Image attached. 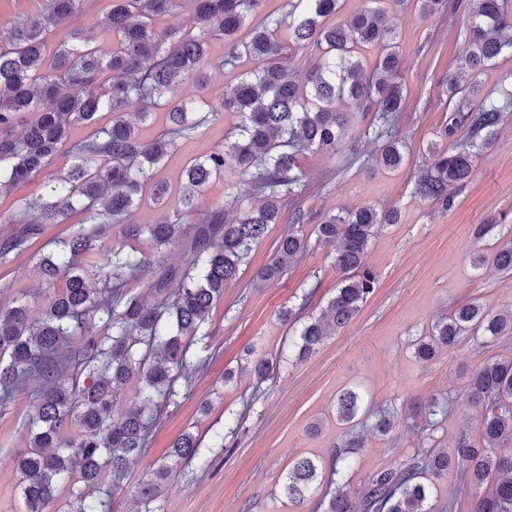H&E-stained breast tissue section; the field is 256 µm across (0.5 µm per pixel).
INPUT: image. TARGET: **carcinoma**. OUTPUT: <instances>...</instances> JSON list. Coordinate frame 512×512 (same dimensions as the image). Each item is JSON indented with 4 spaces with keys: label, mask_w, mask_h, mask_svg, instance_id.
<instances>
[{
    "label": "carcinoma",
    "mask_w": 512,
    "mask_h": 512,
    "mask_svg": "<svg viewBox=\"0 0 512 512\" xmlns=\"http://www.w3.org/2000/svg\"><path fill=\"white\" fill-rule=\"evenodd\" d=\"M341 2L287 0L285 16L273 19L263 14L265 0H191L185 24L159 29L156 20L178 12L183 0H107L106 11L89 28L72 23L84 0H51L46 12L0 29V192L42 177V194L19 204L21 227L0 241V256L25 249L40 225L67 223L77 206L84 212L83 226L42 261L44 278L52 286L63 280L62 290L47 296L36 315L25 303L0 306V410L29 377L41 383L29 446L18 456L22 512H52L62 489L69 493L63 512H111V497L123 491L131 465L146 455L159 410L175 396L174 383L191 381L210 359L209 313L237 279L251 246L285 210L290 223H307L299 203L306 189L301 157L342 150L351 113L339 111L336 102L346 100L354 111L373 112L384 123L403 111L407 60L386 10L371 0L374 6L338 23ZM456 8L469 16L467 72L476 75L512 50L507 0H464ZM97 27L112 38L106 52L95 45ZM214 40L224 41L221 67L235 68L243 58L253 64L216 108L200 97L176 95L188 80L203 89ZM367 47L378 49L370 69L361 54ZM303 49L319 54L308 69L294 64L295 51ZM443 95L450 112L444 135L463 128V143L427 147L417 192L447 208L448 187L467 182L475 158L492 145L502 112L512 108V96L501 104L481 100L477 85L455 75L446 79ZM131 104L140 105V121L154 109L164 110L168 130L142 140L125 118ZM101 112L112 114L111 125L72 148L74 163L65 174L47 173L70 125L91 123ZM221 112L234 115L236 123L224 146L188 162L171 212L154 224L127 223L145 202L167 206L169 189L154 179L157 165ZM29 113L35 118L27 122ZM403 163V145L387 137L376 164L397 170ZM230 167L248 181L225 187L224 202L202 206L203 189ZM256 194L260 200L254 205ZM229 207L237 213L230 222L224 220ZM196 211V223H183ZM398 220L394 209L362 206L316 225L318 238L338 242L333 266L340 282L325 316L302 326L298 357L315 353L358 315L376 283L363 262L365 252L384 225ZM113 224L123 225L122 241L95 263L99 287L91 288L87 264ZM144 237L154 254L135 246ZM178 240L192 256L183 271L164 266L167 248ZM307 248V238L288 231L257 278L281 276L287 261ZM493 264L512 274V243L495 252ZM138 278L148 279L151 299L128 291L129 281ZM174 282L178 288L171 295ZM92 322L98 330L87 335ZM469 336L484 344L511 337L512 314L493 313L477 301L462 305L419 339L415 357L429 362ZM134 378L136 406L118 416L114 401ZM467 392L479 410L480 440L463 434L449 454L419 450L376 471L354 499L340 487L345 461L364 447L363 436L351 427L329 461L295 460L284 495L301 505L313 485L326 479L337 488L325 492L323 512H430V477L454 466L472 490L473 512H512V453L495 452L512 444V358L486 360L469 376ZM362 403L359 391L342 390L336 419L350 425ZM448 404L446 399L428 406L414 425L421 439H434L436 416L446 414ZM67 426L75 434L64 435ZM193 460L209 465L207 449L188 430L173 441L169 461L153 464L137 484L142 512H158L155 503L178 464ZM108 481L105 497L97 496Z\"/></svg>",
    "instance_id": "1"
}]
</instances>
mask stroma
<instances>
[{
    "instance_id": "obj_1",
    "label": "stroma",
    "mask_w": 512,
    "mask_h": 512,
    "mask_svg": "<svg viewBox=\"0 0 512 512\" xmlns=\"http://www.w3.org/2000/svg\"><path fill=\"white\" fill-rule=\"evenodd\" d=\"M456 0L443 11L421 17L413 5L387 0L389 17L407 59V106L391 132L405 145V164L390 172L375 164L382 144L371 118L350 124L335 157L309 152L302 159L307 191L301 199L311 221L302 231L308 249L294 258L283 276L263 282L268 263L287 223L273 224L253 245L250 262L227 285L210 311L213 356L191 385L176 382L174 404L163 406L151 447L128 475L126 490L112 512H139L135 485L150 463L165 459L184 431L198 434L209 447L207 469L178 466L157 506L160 512H312L326 490L317 485L302 509L282 492L285 475L301 457L328 459L345 435L336 421V395L352 387L364 396L360 424L365 446L352 456L342 484L357 495L378 469L406 460L421 446L411 429L430 400H449L450 408L434 433L438 450L451 451L460 434L479 436V416L468 402L469 375L488 358H512V338L494 344L466 339L453 351L419 362L414 341L456 307L478 300L489 310L512 313V276L493 264L477 267V254L512 241V111L504 113L492 146L477 157L470 180L454 192L449 208L416 191L426 148L437 141L448 113L441 84L461 70L466 23ZM233 116L217 117L156 168L155 178L172 191L183 185L186 161L210 153L224 142ZM372 205L397 208L401 220L384 226L370 242L365 264L377 275L373 294L358 315L317 352L294 357L293 327L279 317L282 307L299 309L301 320L319 315L335 294V247L318 240L314 227L328 214ZM82 220L45 224L28 248L0 259V305L32 301L45 293L39 263ZM487 225L475 238L476 225ZM283 356L277 371L256 383L244 365L247 356ZM39 382L30 379L0 412V512H21L15 460L28 446L29 420L36 412ZM394 412L388 435L373 432L381 409ZM319 431H312V424Z\"/></svg>"
}]
</instances>
